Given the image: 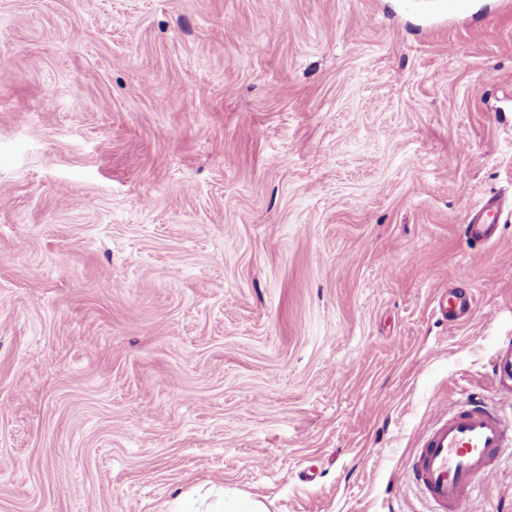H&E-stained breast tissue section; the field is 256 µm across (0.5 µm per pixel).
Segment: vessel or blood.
I'll return each mask as SVG.
<instances>
[{"label": "vessel or blood", "mask_w": 512, "mask_h": 512, "mask_svg": "<svg viewBox=\"0 0 512 512\" xmlns=\"http://www.w3.org/2000/svg\"><path fill=\"white\" fill-rule=\"evenodd\" d=\"M501 210L487 202L462 226V235L473 249L498 240ZM469 289H442L438 308L444 320L456 324L473 309ZM491 374L496 385L512 383V344L493 356ZM435 420L419 445L413 476L430 512H469L478 486L496 474L495 464L512 459V411L487 398L466 391L456 403L437 401Z\"/></svg>", "instance_id": "1"}]
</instances>
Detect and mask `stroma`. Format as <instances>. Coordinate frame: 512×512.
Wrapping results in <instances>:
<instances>
[{
	"mask_svg": "<svg viewBox=\"0 0 512 512\" xmlns=\"http://www.w3.org/2000/svg\"><path fill=\"white\" fill-rule=\"evenodd\" d=\"M1 67L0 512H426L435 399L512 407V0H0ZM501 210L495 201H488L462 225V235L480 255V249L499 239ZM474 298L469 289L448 286L441 290L438 308L448 324H457L465 320L472 312ZM491 374L497 386L512 384V344L501 348L493 356L491 363ZM181 509L179 512H268L261 500L224 486L214 489L203 500L183 499Z\"/></svg>",
	"mask_w": 512,
	"mask_h": 512,
	"instance_id": "stroma-1",
	"label": "stroma"
}]
</instances>
